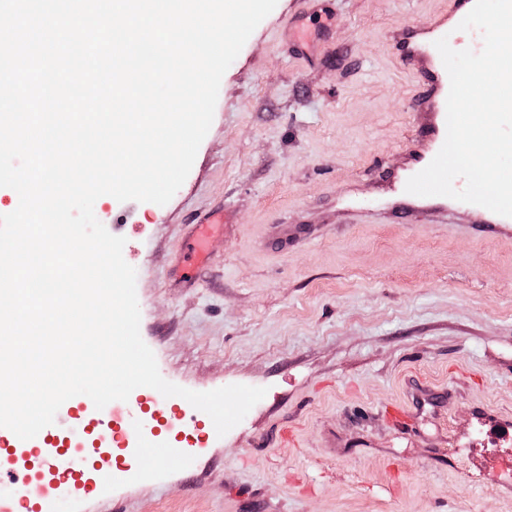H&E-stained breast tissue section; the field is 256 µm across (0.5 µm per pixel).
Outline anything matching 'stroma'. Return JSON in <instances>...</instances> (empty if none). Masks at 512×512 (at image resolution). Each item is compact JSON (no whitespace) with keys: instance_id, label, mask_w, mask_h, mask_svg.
<instances>
[{"instance_id":"35a3bbf8","label":"stroma","mask_w":512,"mask_h":512,"mask_svg":"<svg viewBox=\"0 0 512 512\" xmlns=\"http://www.w3.org/2000/svg\"><path fill=\"white\" fill-rule=\"evenodd\" d=\"M443 4L277 0L172 199L97 200L162 377L267 393L189 467L170 457L87 512H512V231L385 207L423 121L394 34ZM294 15L311 46L290 41ZM212 213L230 222L181 279ZM412 379L432 394L392 424Z\"/></svg>"}]
</instances>
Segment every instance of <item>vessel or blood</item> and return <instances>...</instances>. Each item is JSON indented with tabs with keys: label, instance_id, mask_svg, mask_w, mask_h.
<instances>
[{
	"label": "vessel or blood",
	"instance_id": "b4317fda",
	"mask_svg": "<svg viewBox=\"0 0 512 512\" xmlns=\"http://www.w3.org/2000/svg\"><path fill=\"white\" fill-rule=\"evenodd\" d=\"M475 0H448L425 27L404 32L398 41L400 58L427 85L423 97L428 110L423 128L406 145L407 175L423 170L441 149L447 133L446 100L450 88L448 73L435 46L437 40L455 31L469 13ZM216 216L200 219L193 226L191 252L187 258L189 267H198L208 250L211 228ZM130 455L136 466L116 469L111 461H104L100 470L108 474L112 482L128 483L144 481L154 473V466L168 455V444L155 431V421L145 417L141 424L131 429ZM9 455L15 461L14 468L5 474L14 485L15 492L0 497V512H53L57 498L73 493L86 470L73 462L65 449L54 443L48 431L29 440L11 437Z\"/></svg>",
	"mask_w": 512,
	"mask_h": 512
}]
</instances>
